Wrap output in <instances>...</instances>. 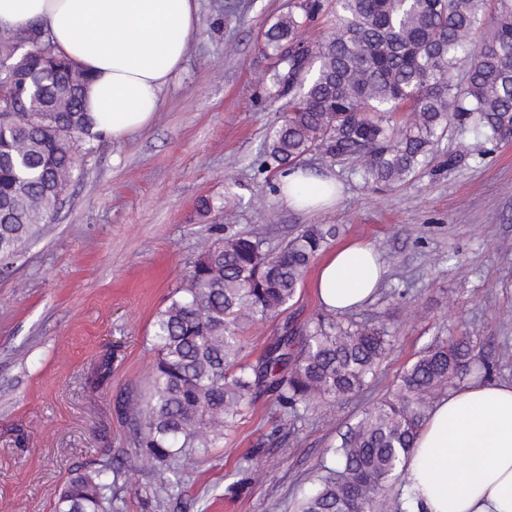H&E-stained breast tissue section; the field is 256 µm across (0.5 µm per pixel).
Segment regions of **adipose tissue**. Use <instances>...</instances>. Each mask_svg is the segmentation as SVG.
Here are the masks:
<instances>
[{"instance_id": "1", "label": "adipose tissue", "mask_w": 512, "mask_h": 512, "mask_svg": "<svg viewBox=\"0 0 512 512\" xmlns=\"http://www.w3.org/2000/svg\"><path fill=\"white\" fill-rule=\"evenodd\" d=\"M198 21L196 0H0V29L44 24L55 49L91 76L93 132L121 140L148 126L181 70ZM296 210L335 205L336 181L296 166L277 177ZM383 276L374 244L358 241L320 265L329 311L371 299ZM409 512H512V383L472 382L428 411L405 467Z\"/></svg>"}]
</instances>
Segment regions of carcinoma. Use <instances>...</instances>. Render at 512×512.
Returning <instances> with one entry per match:
<instances>
[{"mask_svg": "<svg viewBox=\"0 0 512 512\" xmlns=\"http://www.w3.org/2000/svg\"><path fill=\"white\" fill-rule=\"evenodd\" d=\"M486 5L336 0L332 31L309 45L297 37L321 0L279 18L265 45L283 64L272 87L288 97V112L267 137L266 167L297 166L312 154L355 158L367 182L395 187L429 162L450 125L462 139L512 138V0ZM1 57L19 62L23 74L0 72V261L15 257L62 204L78 147L97 138L84 112L89 75L56 52L42 25L0 32ZM396 112L406 116L395 122ZM216 231L153 322L150 386L122 402L135 459L169 497L181 494L182 482L168 461L207 455L258 397L271 396L283 421L296 420L363 390L391 348L384 325L327 311L299 329L284 325L257 363L242 362L239 330L288 309L336 226L308 225L278 251L258 231ZM475 348L465 333L433 341L403 370L395 397L340 434L294 512H405L401 493L389 489L430 401L472 373ZM126 464L114 457L72 476L56 512H109Z\"/></svg>", "mask_w": 512, "mask_h": 512, "instance_id": "obj_1", "label": "carcinoma"}]
</instances>
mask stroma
<instances>
[{"label":"stroma","instance_id":"obj_1","mask_svg":"<svg viewBox=\"0 0 512 512\" xmlns=\"http://www.w3.org/2000/svg\"><path fill=\"white\" fill-rule=\"evenodd\" d=\"M301 0H197L182 70L153 123L124 140L100 137L80 159L65 200L40 236L0 270V512H55L75 471L132 443L118 403L148 388L157 357L152 323L187 276L216 224L264 228L281 246L310 224H332L331 248L351 240L380 251L383 281L355 320L384 323L394 339L362 393L282 423L264 397L207 456L182 460V494L153 493L148 469L125 470L119 512H292L339 431L394 394L396 381L436 339L468 332L473 364L512 382V141L459 150L448 132L430 163L395 188L376 187L348 158L307 166L343 186L336 207L296 212L264 170L267 133L286 101L265 75L263 47L278 17ZM209 210H199L200 200ZM322 306L305 278L292 307L241 328L244 361L284 324ZM253 471L237 495L227 486Z\"/></svg>","mask_w":512,"mask_h":512}]
</instances>
